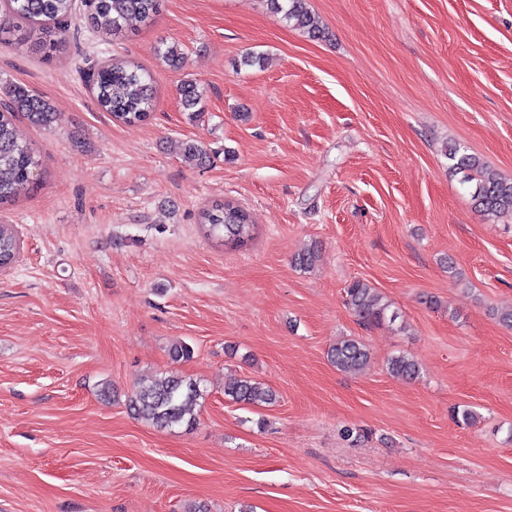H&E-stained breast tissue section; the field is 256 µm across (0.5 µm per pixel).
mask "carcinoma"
<instances>
[{"instance_id": "carcinoma-1", "label": "carcinoma", "mask_w": 512, "mask_h": 512, "mask_svg": "<svg viewBox=\"0 0 512 512\" xmlns=\"http://www.w3.org/2000/svg\"><path fill=\"white\" fill-rule=\"evenodd\" d=\"M273 13L281 16L289 27L313 39L326 35L318 15L308 0H267ZM73 0H7L8 17L0 18V40L16 41L23 45L32 33H37L36 48L46 57L53 56L61 45V24L70 20ZM162 0H94L88 16L90 27L106 36H119L132 18L150 23L161 11ZM98 104L115 119L132 123L147 118L154 106L152 74L126 60L109 58L92 73ZM182 106L197 113L204 92L201 85L187 81L178 89ZM24 114L36 125L53 126L57 113L42 97L24 87L15 86L7 93L0 108V205L8 204L33 183L40 166V157L27 142L16 134L13 117ZM445 155L451 161L450 170L461 175V182L472 186L471 198L476 209L492 218L512 213V179L502 177L479 156L468 153L454 143L446 146ZM209 153L195 140L186 142L184 159L195 165L205 163ZM200 223L208 234L224 244L240 248L255 237V225L249 212L230 202L215 203L200 213ZM19 242L13 227L0 224V267L11 266L18 256ZM317 246H310L294 258L304 270L319 261ZM345 303L357 321L364 326H378L398 318L392 303L363 280H354L345 288ZM194 349L184 341L169 348L175 363L188 361ZM328 360L345 372H360L370 362L366 345L354 338L336 342L327 352ZM388 372L398 378L413 380L420 373L417 359L408 354L388 359ZM224 396L244 405L272 404L276 393L249 377H234L224 383ZM204 398L200 382L170 370L141 381L128 396L127 410L136 419L160 429L191 428L196 423V408Z\"/></svg>"}]
</instances>
